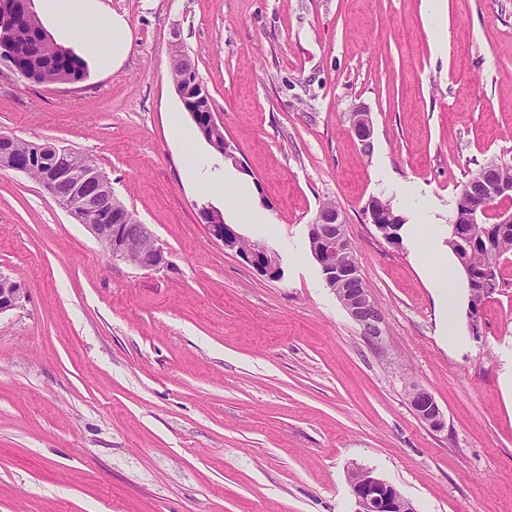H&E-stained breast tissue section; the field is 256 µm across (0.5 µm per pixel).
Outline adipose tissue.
Returning <instances> with one entry per match:
<instances>
[{
    "mask_svg": "<svg viewBox=\"0 0 512 512\" xmlns=\"http://www.w3.org/2000/svg\"><path fill=\"white\" fill-rule=\"evenodd\" d=\"M39 9L42 15L63 21L70 31L111 27V40L85 45L87 51L100 54L102 65L119 63L127 56L130 49L127 24L120 16H106L99 0H39Z\"/></svg>",
    "mask_w": 512,
    "mask_h": 512,
    "instance_id": "obj_1",
    "label": "adipose tissue"
}]
</instances>
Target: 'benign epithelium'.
<instances>
[{"mask_svg": "<svg viewBox=\"0 0 512 512\" xmlns=\"http://www.w3.org/2000/svg\"><path fill=\"white\" fill-rule=\"evenodd\" d=\"M175 90L198 128L210 132L208 142L219 148L224 125L214 113H201L208 94L199 81L187 73L184 82L175 85ZM352 128L360 141L369 142L373 134L369 113H354ZM36 159L41 168L43 189L90 231L101 250L112 260L129 262V245L137 241L141 247L134 266L157 269L164 265L163 251L152 232L131 211L118 207L111 182L93 162L76 172L53 159H45L42 149L38 150ZM31 166L32 161L23 162L17 158L12 138L1 135L0 167L26 173ZM494 168L495 164H486L472 183L462 187L451 235L454 247L463 252L467 251L466 245L471 243L472 234L482 229L486 219L491 217L497 224H512V208L504 205L512 199V181L493 177ZM200 216L212 237L220 241L224 249L240 252L243 238L232 225L224 222L222 211L204 206ZM308 240L327 287L336 294L365 336L379 338L383 333L382 315L368 289L354 287L362 281L359 264L354 259L348 264L343 262V256L352 253L354 247L346 235L340 211L336 208L321 210L309 225ZM242 256L267 275L279 277L277 254L267 245L255 242ZM23 298L18 283L0 276V314L20 307ZM409 401L418 417L431 428L439 431L445 427L443 413L429 390L420 385L412 386ZM349 484L357 512H416L413 503L394 485L368 468L351 469Z\"/></svg>", "mask_w": 512, "mask_h": 512, "instance_id": "benign-epithelium-1", "label": "benign epithelium"}]
</instances>
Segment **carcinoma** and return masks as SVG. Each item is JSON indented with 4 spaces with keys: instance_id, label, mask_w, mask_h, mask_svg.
I'll return each instance as SVG.
<instances>
[{
    "instance_id": "carcinoma-1",
    "label": "carcinoma",
    "mask_w": 512,
    "mask_h": 512,
    "mask_svg": "<svg viewBox=\"0 0 512 512\" xmlns=\"http://www.w3.org/2000/svg\"><path fill=\"white\" fill-rule=\"evenodd\" d=\"M25 17L28 35L13 32L9 17ZM0 44L11 52V59L21 75L35 83H75L83 79L84 63L72 51L55 43L42 26L31 0H0ZM512 255V226L507 230L494 226L488 234H478L467 253L474 274L499 267Z\"/></svg>"
}]
</instances>
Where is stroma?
Listing matches in <instances>:
<instances>
[{"label":"stroma","mask_w":512,"mask_h":512,"mask_svg":"<svg viewBox=\"0 0 512 512\" xmlns=\"http://www.w3.org/2000/svg\"><path fill=\"white\" fill-rule=\"evenodd\" d=\"M128 23L116 69L74 84L0 65V135L85 154L154 234L166 263L112 261L26 174L0 168V512H356L363 466L417 512H512V259L503 286L446 341L420 261L448 247L462 185L512 162V0H102ZM179 37L242 167L193 130L171 80ZM373 124L363 146L351 116ZM249 187L186 178L188 156ZM404 219L389 241L372 198ZM341 211L384 317L366 338L308 248L324 202ZM224 213L274 250L271 278L200 220ZM428 388L446 427L413 412ZM24 294L17 282L0 276V314L21 306Z\"/></svg>","instance_id":"35a3bbf8"}]
</instances>
